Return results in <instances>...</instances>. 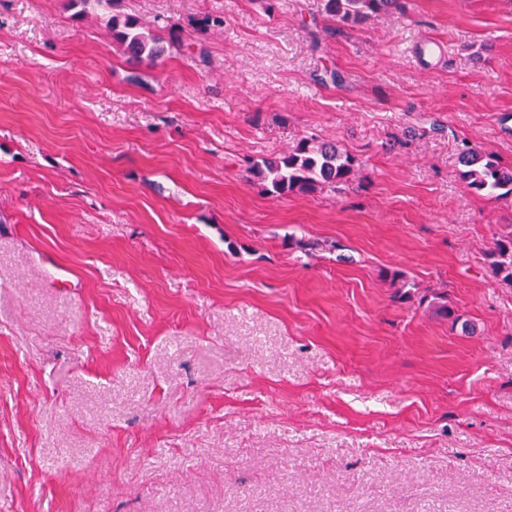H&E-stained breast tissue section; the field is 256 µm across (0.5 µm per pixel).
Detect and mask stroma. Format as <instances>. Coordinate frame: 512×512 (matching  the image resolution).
<instances>
[{"label": "stroma", "instance_id": "obj_1", "mask_svg": "<svg viewBox=\"0 0 512 512\" xmlns=\"http://www.w3.org/2000/svg\"><path fill=\"white\" fill-rule=\"evenodd\" d=\"M401 3L0 0V512H512V0ZM304 138L353 183L247 178ZM398 0H324V13L333 22L361 26L380 13L397 9ZM111 21L113 40L131 60L152 64L167 53L170 46L165 45V40L151 30L146 31L138 19L112 15ZM458 162L472 192L495 199L512 197V165H504L494 152L464 145ZM506 229L508 231L499 234L496 240L490 268L495 278L512 286V225Z\"/></svg>", "mask_w": 512, "mask_h": 512}]
</instances>
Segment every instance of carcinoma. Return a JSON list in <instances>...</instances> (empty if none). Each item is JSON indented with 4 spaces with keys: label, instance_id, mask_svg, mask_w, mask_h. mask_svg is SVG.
<instances>
[{
    "label": "carcinoma",
    "instance_id": "carcinoma-1",
    "mask_svg": "<svg viewBox=\"0 0 512 512\" xmlns=\"http://www.w3.org/2000/svg\"><path fill=\"white\" fill-rule=\"evenodd\" d=\"M397 7L398 0H324L323 10L332 21L355 27ZM112 38L137 62L152 64L168 51L163 38L130 16H112ZM458 162L461 177L472 192L495 199L512 197V165L503 164L494 153L466 145ZM246 173L273 195L308 194L323 186L334 188L353 181L356 159L334 142L302 139L283 155L249 163ZM491 256L493 276L512 286V225L499 234Z\"/></svg>",
    "mask_w": 512,
    "mask_h": 512
}]
</instances>
